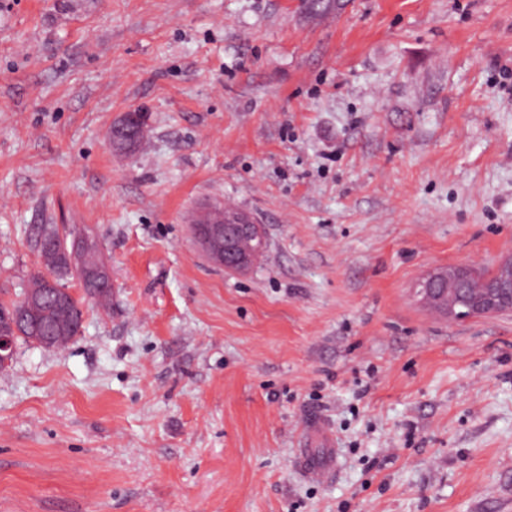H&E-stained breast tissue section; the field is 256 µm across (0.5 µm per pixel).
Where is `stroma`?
<instances>
[{
    "instance_id": "obj_1",
    "label": "stroma",
    "mask_w": 512,
    "mask_h": 512,
    "mask_svg": "<svg viewBox=\"0 0 512 512\" xmlns=\"http://www.w3.org/2000/svg\"><path fill=\"white\" fill-rule=\"evenodd\" d=\"M506 65L512 0H0V301L44 224L112 276L0 372V512H512V313L414 297L512 255ZM226 199L241 272L186 218ZM193 235L196 244L213 262L233 271L246 269L257 258L258 252L244 250L246 244L265 241L261 226L254 221L224 224V219L207 220L195 224ZM82 264L87 269L81 270V276L84 278V288L86 289H94L95 294V304L102 306L103 308H109L112 300V290L104 289V288H92L95 282V279L91 276L92 271L98 269L103 262L99 258V256L95 253H90L85 256L82 261ZM85 299L83 302H78V307L84 314L85 309L90 304H94V298L92 292H85ZM300 459L304 473L310 479L329 482L336 473V456L333 450H329L321 457L310 456L302 450Z\"/></svg>"
}]
</instances>
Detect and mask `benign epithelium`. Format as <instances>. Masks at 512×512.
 Instances as JSON below:
<instances>
[{
	"instance_id": "benign-epithelium-1",
	"label": "benign epithelium",
	"mask_w": 512,
	"mask_h": 512,
	"mask_svg": "<svg viewBox=\"0 0 512 512\" xmlns=\"http://www.w3.org/2000/svg\"><path fill=\"white\" fill-rule=\"evenodd\" d=\"M193 235L213 262L233 271L246 269L257 258V253L244 250L245 245L265 241L261 226L253 221L226 224L222 219L207 220L195 225ZM70 236L76 237L78 232H68L66 225L45 228L41 243L56 239L64 242ZM469 276L470 271L462 266L435 270L420 283L418 295L424 304L450 320L512 312V256L492 273L496 288L484 298H471L463 292L462 285Z\"/></svg>"
}]
</instances>
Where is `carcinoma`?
<instances>
[{
    "label": "carcinoma",
    "instance_id": "cac0c4a2",
    "mask_svg": "<svg viewBox=\"0 0 512 512\" xmlns=\"http://www.w3.org/2000/svg\"><path fill=\"white\" fill-rule=\"evenodd\" d=\"M71 259L67 246L53 245L42 249L41 265L43 270L31 275L24 293L42 297V304L28 310H22L18 302L0 303V333L11 334L24 342L43 344V337H53L56 348L64 349L79 333L81 321L74 300L59 280L69 275ZM84 288L93 287L95 279L92 271L103 262L95 253L85 256Z\"/></svg>",
    "mask_w": 512,
    "mask_h": 512
}]
</instances>
